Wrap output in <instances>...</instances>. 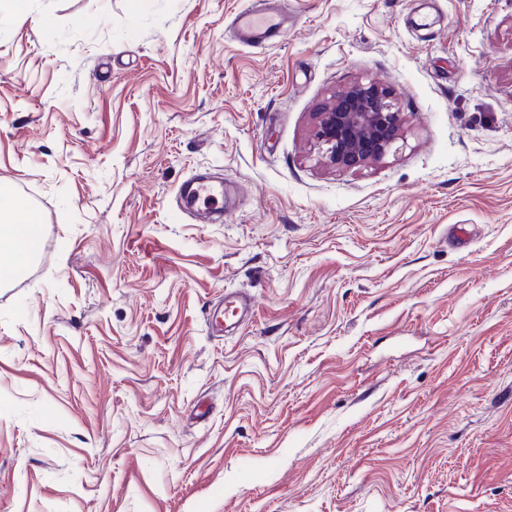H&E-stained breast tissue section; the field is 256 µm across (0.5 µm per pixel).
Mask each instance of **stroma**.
<instances>
[{
    "label": "stroma",
    "mask_w": 512,
    "mask_h": 512,
    "mask_svg": "<svg viewBox=\"0 0 512 512\" xmlns=\"http://www.w3.org/2000/svg\"><path fill=\"white\" fill-rule=\"evenodd\" d=\"M243 4L0 0V188L42 219L0 512H512V0H288L257 47ZM361 78L405 146L326 168L311 114ZM259 1H262L259 7L248 6L234 18L235 34L243 44L266 43L282 37L287 31L285 5L288 0ZM180 193L196 212L218 215L221 221L230 209V193L222 183L196 177L184 183ZM255 306V301L248 295L224 294V301L210 320L211 329L219 334L226 332L231 325L250 317Z\"/></svg>",
    "instance_id": "1"
}]
</instances>
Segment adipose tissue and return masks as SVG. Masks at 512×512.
I'll return each mask as SVG.
<instances>
[{
  "label": "adipose tissue",
  "instance_id": "obj_1",
  "mask_svg": "<svg viewBox=\"0 0 512 512\" xmlns=\"http://www.w3.org/2000/svg\"><path fill=\"white\" fill-rule=\"evenodd\" d=\"M38 220L26 203L12 193L0 191V272L22 270L37 247Z\"/></svg>",
  "mask_w": 512,
  "mask_h": 512
}]
</instances>
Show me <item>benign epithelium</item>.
Masks as SVG:
<instances>
[{"instance_id":"7a95c632","label":"benign epithelium","mask_w":512,"mask_h":512,"mask_svg":"<svg viewBox=\"0 0 512 512\" xmlns=\"http://www.w3.org/2000/svg\"><path fill=\"white\" fill-rule=\"evenodd\" d=\"M403 116L395 93L376 81L355 82L314 113L312 136L323 163L350 170L400 148Z\"/></svg>"}]
</instances>
